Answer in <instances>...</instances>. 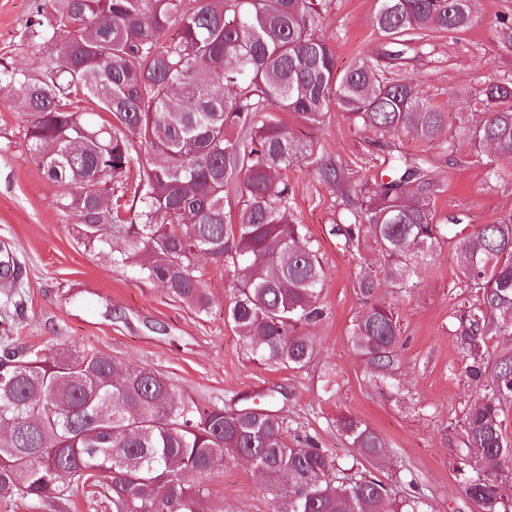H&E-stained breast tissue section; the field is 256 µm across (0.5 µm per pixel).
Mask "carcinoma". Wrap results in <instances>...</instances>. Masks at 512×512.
<instances>
[{
  "label": "carcinoma",
  "mask_w": 512,
  "mask_h": 512,
  "mask_svg": "<svg viewBox=\"0 0 512 512\" xmlns=\"http://www.w3.org/2000/svg\"><path fill=\"white\" fill-rule=\"evenodd\" d=\"M474 0H378L373 24L397 50L362 56L343 72L321 31V0H39L27 19L28 45L46 54L34 69L0 61V84L24 103L21 134L33 162L62 188L57 209L117 266L199 312L210 297L204 257L241 274L224 310L255 366L302 371L318 355L312 329L323 320L319 245L291 218L283 173L299 162L340 191L333 234L345 249L373 239L380 273L362 269L361 306L349 341L371 381L401 362L398 296L414 287L420 261L455 242L460 293L454 335L464 375L481 391L463 412L456 456L478 512H512V446L502 414L512 403V352L488 342L512 336V214L456 230L436 224L442 192L429 159L392 157L390 179L348 186L331 156L283 125L289 112L307 128L330 102L392 148L401 133L465 143L512 159V81L471 88L478 109L448 124V113L395 78L424 43L405 36L457 33L474 21ZM143 148L151 161L129 187L122 176ZM246 198L232 223V203ZM241 395L233 407L200 405L155 370L103 351L63 348L51 358L28 349L0 352V497L67 500L89 488L110 512H223L210 479L248 460L264 477L272 512H424L394 481L362 470L386 454L382 438L354 416L336 421L355 450L336 458L310 436L288 445V422Z\"/></svg>",
  "instance_id": "1"
}]
</instances>
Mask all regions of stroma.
Masks as SVG:
<instances>
[{"mask_svg": "<svg viewBox=\"0 0 512 512\" xmlns=\"http://www.w3.org/2000/svg\"><path fill=\"white\" fill-rule=\"evenodd\" d=\"M38 2L0 0V59L40 66L42 52L23 38ZM325 2L322 35L338 69L381 48L373 26L378 0ZM503 14L512 15V0H478L473 26L456 34H430L406 77L443 111H474L472 85L512 79V42L496 25ZM283 121L342 165L351 186L374 182L387 171L386 155L374 145L372 133L350 124L336 105H329L317 128L302 127L288 115ZM22 125L17 97L0 86V262L20 273L15 280L0 274V347L31 348L45 357L67 346L105 351L154 369L182 397L204 405L222 407L237 394L280 386L287 394L283 412L289 436H314L345 464L352 450L338 434L336 420L355 416L388 446L374 475L400 477L402 491L424 495L428 512H476L462 490L453 465L455 447L445 431L476 396L464 379L465 360L452 335L459 277L453 244L421 265L410 293L395 297L406 345L388 386H377L354 356L349 331L360 307L356 276L363 268L379 269L381 258L369 245L359 252L343 249L330 233L340 195L314 166L289 167L285 176L294 219L324 255L326 316L315 329L319 354L309 370L260 368L248 362L241 337L224 320L239 275L200 261L211 299L208 312L200 313L175 301L158 283L140 279L135 269L113 265L87 242L75 216L53 206L58 188L31 161L20 138ZM395 145L400 152L431 157L445 185L433 201L438 223L455 215L467 224H493L512 213V162H500L502 176L495 179L489 175L491 154L475 156L467 145L450 154L439 143L408 135L396 138ZM211 484L226 512H271L260 476L245 463H230ZM0 512H97V507L77 491L61 509L50 500L3 497Z\"/></svg>", "mask_w": 512, "mask_h": 512, "instance_id": "1", "label": "stroma"}]
</instances>
